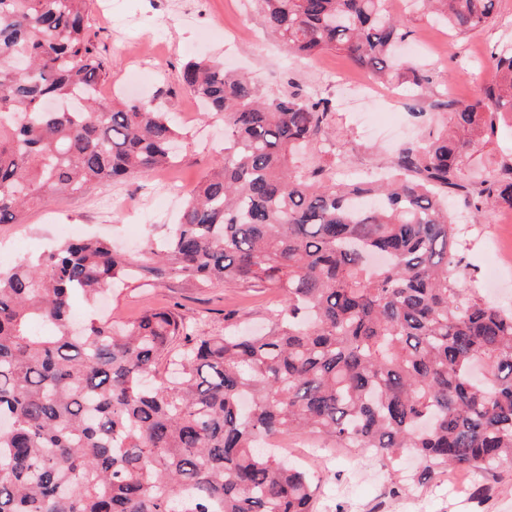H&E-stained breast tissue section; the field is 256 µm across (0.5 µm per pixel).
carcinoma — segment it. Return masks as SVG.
Segmentation results:
<instances>
[{"instance_id":"carcinoma-1","label":"carcinoma","mask_w":512,"mask_h":512,"mask_svg":"<svg viewBox=\"0 0 512 512\" xmlns=\"http://www.w3.org/2000/svg\"><path fill=\"white\" fill-rule=\"evenodd\" d=\"M465 34L498 0H422ZM300 59L349 56L419 96L385 0H256ZM88 0H0V224L51 195L147 177L186 133L159 103L101 100L111 66ZM495 79L450 101L451 131L400 146L385 180L344 183L299 156L332 136L328 97L262 98L246 74L191 60L180 81L224 118V156L180 223L135 252L69 239L0 269V512H314L309 473L259 447L283 433L417 457L409 479L512 464V311L459 280V225L512 209V164L462 172L468 135L512 113V44ZM183 279L276 295L264 332L192 330L173 309L77 331L71 302L113 283ZM179 366L176 377L160 371Z\"/></svg>"}]
</instances>
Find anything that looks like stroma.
Masks as SVG:
<instances>
[{
	"instance_id": "1",
	"label": "stroma",
	"mask_w": 512,
	"mask_h": 512,
	"mask_svg": "<svg viewBox=\"0 0 512 512\" xmlns=\"http://www.w3.org/2000/svg\"><path fill=\"white\" fill-rule=\"evenodd\" d=\"M387 7L403 17L408 31L401 54L415 55L433 78L424 96L385 84L381 99L350 100L347 83L367 78V70L334 50L299 60L265 29L253 0H90L88 27L111 62L113 100L126 94L161 97L166 110L176 113L189 146L175 168L109 188L94 185L81 194L52 196L25 209L18 223L0 224V266L47 250L57 242L61 224L80 225L84 234L110 238L123 248L129 245L133 222L142 237L169 233L181 210L168 207L164 181L195 183L224 150L223 122L204 115L179 81L181 66L191 58L222 60L226 68L250 75L268 96L288 89L331 98L335 117L330 150L346 159L342 177L362 181L387 172L395 146L416 143L447 126L443 101L473 99L479 86L491 79L494 45L512 40V0H500L495 24L463 35L448 31L425 10L412 7L410 0H387ZM247 27L254 38L238 46L219 34L223 28ZM138 40L155 42L153 60L142 62L124 53L125 43ZM417 110L422 113L418 119L413 116ZM511 160L512 120L504 119L496 136L478 139L470 147L463 174L470 179L478 171L492 173ZM108 193L127 203L126 213L104 217L87 207V199ZM450 206L467 224L458 247L462 282L490 300L512 304V271L492 283L486 279L496 263L495 243L512 241V209L490 210L471 225L460 200H452ZM266 302L265 294L231 285L199 288L171 279L117 288L94 307L75 301L72 313L79 322L104 315L130 321L147 310L174 304L186 320H204L206 330L219 333L228 315L263 329L271 320ZM313 449L306 437L299 436L289 444L288 457L316 476L315 512H512V466L498 469L492 477L454 469L447 479L414 484L406 480L402 467L379 460L369 449H337L335 463L328 465L313 457Z\"/></svg>"
}]
</instances>
